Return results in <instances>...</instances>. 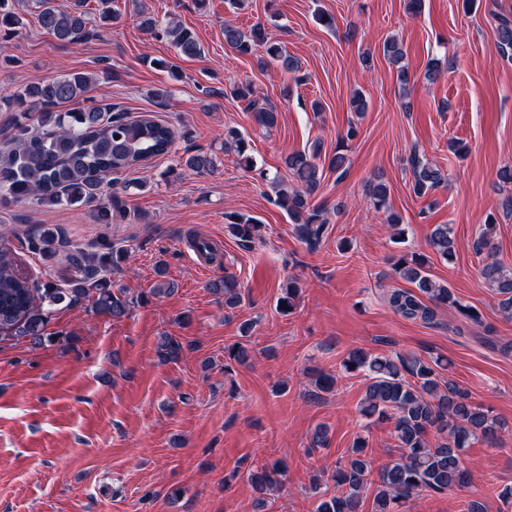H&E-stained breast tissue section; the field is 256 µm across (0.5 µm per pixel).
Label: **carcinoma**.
<instances>
[{
	"mask_svg": "<svg viewBox=\"0 0 512 512\" xmlns=\"http://www.w3.org/2000/svg\"><path fill=\"white\" fill-rule=\"evenodd\" d=\"M85 0H76L74 7L63 11L52 0H31L38 9L40 27L58 40L80 44L89 38ZM164 32L171 39L177 54L196 57L201 44L196 33L180 25L165 24ZM224 42L242 55L265 50L273 61H280L291 70L293 64L279 44L271 41L261 23L242 31L224 26ZM384 57L398 66L399 80L408 83V70L401 65L402 46L394 38L383 45ZM95 79L76 72L30 82L12 94L0 95V103L21 112H35L36 125L16 122L9 131L8 147L0 149V204L36 201L57 205H93L101 224H110L125 214L122 200L116 194L103 196L101 175L113 180L157 156L171 150L175 130L151 117L131 119L112 106L90 107L77 112L60 113L54 108L76 101L92 91ZM254 91L247 83L230 87L234 99L255 108ZM224 150H233L239 164L253 168L248 143L236 130L224 136ZM320 145L315 143L304 151L288 155L285 165L299 186L282 190L277 205L294 223L298 238L309 249L320 246L326 231L327 218L321 206L311 201L319 182L316 159ZM412 188L418 197L437 188L445 177L441 170L417 153L410 156ZM184 166L203 174L215 166L212 155H188ZM388 185L372 183L369 197L378 210L388 209ZM228 232L240 245L252 246L259 225L251 218L231 212L227 214ZM496 224L483 225L476 243L478 253H486L480 276L486 288L498 299L500 308L512 317V268L493 258ZM32 253L63 254L78 275L65 283L54 279L36 282L23 275L15 254L0 246V332L13 338H26L33 343L47 339L45 333L50 314L82 301L91 303L92 311L114 319L125 316L133 301L112 291L108 274L126 258L125 251L107 239L87 249L71 244L51 231L32 233L20 241ZM190 246L198 257L208 263L218 259L213 242L194 237ZM428 246L441 259L454 255L453 228L448 224L433 227ZM395 273L411 284L395 288L387 296L395 314L406 320L431 323L437 309L450 307L476 325H483L479 312L462 303L447 286L437 282L430 273V257L419 251L406 252L394 263ZM224 293V308L232 311L242 302L239 281L225 275L213 283ZM340 369L365 377V389L359 405L360 415L369 422L386 423L400 454L379 467L372 465L365 453L368 440L357 435L348 454L336 461L331 475L335 490L318 496L315 512H363L364 493L372 490V512H403L400 506L420 492L443 494L467 484L465 452L481 440L495 446L512 431L504 420L489 413L471 400L469 391L446 377L448 362L436 356L426 358L414 352L397 353L393 357L373 355L362 348L350 350L340 362ZM336 378L315 374L314 390L309 395L319 398L332 391ZM285 469L277 463L254 466L245 473L254 493L255 508L266 506L264 495L282 484Z\"/></svg>",
	"mask_w": 512,
	"mask_h": 512,
	"instance_id": "cac0c4a2",
	"label": "carcinoma"
}]
</instances>
